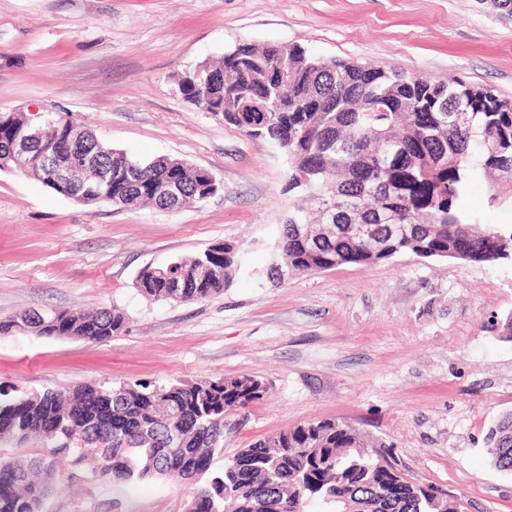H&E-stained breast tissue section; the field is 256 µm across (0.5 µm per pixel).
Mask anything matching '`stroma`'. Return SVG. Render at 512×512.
<instances>
[{"mask_svg":"<svg viewBox=\"0 0 512 512\" xmlns=\"http://www.w3.org/2000/svg\"><path fill=\"white\" fill-rule=\"evenodd\" d=\"M458 79L512 101V0H0V111L49 106L113 147L211 172L220 191L178 211L84 205L0 171V321L26 310L124 309L102 343L0 334V385L250 375L266 387L236 414L226 458L293 425L336 419L391 445L410 477L461 498L464 512H512V473L490 464L488 428L512 412V265L423 259L289 276L259 274L297 192L269 141L189 105L175 77L240 42ZM478 223L512 224V205L471 188ZM217 241L247 268L198 303L152 301L135 286ZM49 512H182L196 481L116 484L59 464Z\"/></svg>","mask_w":512,"mask_h":512,"instance_id":"stroma-1","label":"stroma"}]
</instances>
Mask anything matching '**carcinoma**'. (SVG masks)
Here are the masks:
<instances>
[{
	"label": "carcinoma",
	"mask_w": 512,
	"mask_h": 512,
	"mask_svg": "<svg viewBox=\"0 0 512 512\" xmlns=\"http://www.w3.org/2000/svg\"><path fill=\"white\" fill-rule=\"evenodd\" d=\"M209 76L195 88L197 70ZM184 100L222 118L249 136L263 137L288 160V189L303 192L283 225L266 269L281 282L279 269L318 273L344 265H369L398 254L453 258L474 263L512 261V225L482 227L462 203L481 182H512V102L489 88L455 80L436 82L418 74L343 59H318L300 46L284 48L239 43L223 59L181 74ZM268 97L266 112H245L251 98ZM468 109L452 129L413 126V114L442 117ZM26 116L0 112V170L7 139ZM66 118L45 127L42 146L55 145ZM103 163L112 166V190L83 198L87 205L149 204L163 211L177 205L165 197L175 176L185 196L202 203L213 175L171 157L139 158L96 139ZM128 160L142 180L125 181ZM336 234L317 251L300 240L305 224L324 214ZM364 224V237L354 225ZM473 238L467 255L455 240ZM244 261L234 242L218 241L191 256L137 274L146 297L169 303L208 300L229 287ZM126 313L117 306L95 312L25 311L0 322V334L19 325L38 336L104 342L123 330ZM258 379L239 375L164 385L151 382L110 388L84 385L70 391L16 393L0 388V446L39 441L48 453L0 457V512H45L58 488L54 461L92 457L95 474L114 483L149 479H201L214 456L224 453L228 417L263 396ZM394 459L384 443H370L356 428L334 420L308 421L258 439L224 464L183 505L200 512L197 498H212L215 512H308L316 500L327 512H460L458 496L431 484L398 480L377 470L372 447ZM491 465L512 472V414L487 434Z\"/></svg>",
	"instance_id": "carcinoma-1"
}]
</instances>
